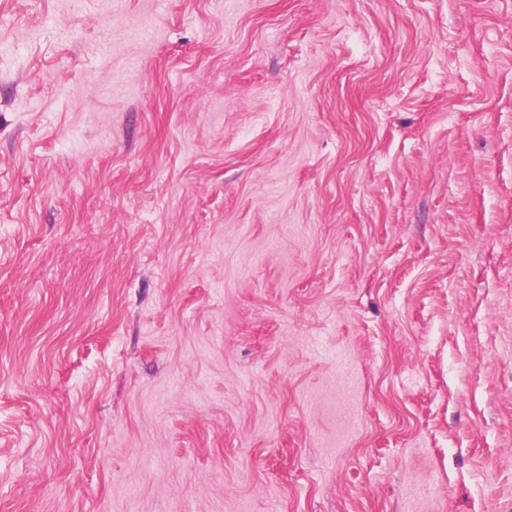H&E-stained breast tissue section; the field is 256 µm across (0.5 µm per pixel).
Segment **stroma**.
Segmentation results:
<instances>
[{
    "label": "stroma",
    "mask_w": 512,
    "mask_h": 512,
    "mask_svg": "<svg viewBox=\"0 0 512 512\" xmlns=\"http://www.w3.org/2000/svg\"><path fill=\"white\" fill-rule=\"evenodd\" d=\"M0 512H512V0H0Z\"/></svg>",
    "instance_id": "1"
}]
</instances>
